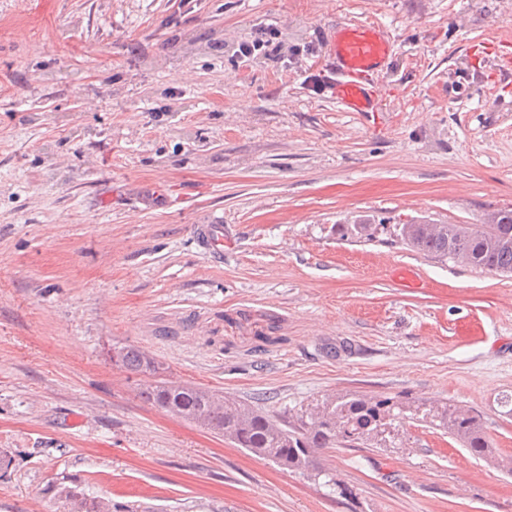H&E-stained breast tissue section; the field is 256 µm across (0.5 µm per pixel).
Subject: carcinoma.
Segmentation results:
<instances>
[{"instance_id":"carcinoma-1","label":"carcinoma","mask_w":512,"mask_h":512,"mask_svg":"<svg viewBox=\"0 0 512 512\" xmlns=\"http://www.w3.org/2000/svg\"><path fill=\"white\" fill-rule=\"evenodd\" d=\"M374 233L375 227L366 222L341 228L343 236L371 239ZM395 233L414 252L451 259L462 254L473 267L512 274V209L497 211L494 224H444L440 233L425 223L397 224ZM112 364L153 378L151 384L142 385L139 396L156 410L227 438L254 457L282 468L307 471L316 478L325 475L319 463L320 452L395 440L399 437L398 425L411 410L423 413V419L431 425L453 435L473 457L492 453L478 417L452 404L429 407L422 403L414 407L407 400L346 395L325 399L292 419H276L237 401L215 405L209 390L161 377L163 364L135 345L118 346ZM54 498L64 503L67 512H112L111 502L91 498L77 485L56 488Z\"/></svg>"}]
</instances>
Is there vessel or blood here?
<instances>
[{"label": "vessel or blood", "instance_id": "obj_1", "mask_svg": "<svg viewBox=\"0 0 512 512\" xmlns=\"http://www.w3.org/2000/svg\"><path fill=\"white\" fill-rule=\"evenodd\" d=\"M336 72L330 81L332 98L347 112H373L377 103L370 80L391 54L386 31L375 25L348 23L339 26L334 40ZM192 234L215 258L224 255V228L219 224H197Z\"/></svg>", "mask_w": 512, "mask_h": 512}]
</instances>
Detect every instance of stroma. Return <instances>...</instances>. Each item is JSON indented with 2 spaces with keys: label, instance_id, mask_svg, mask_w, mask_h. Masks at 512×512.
Segmentation results:
<instances>
[{
  "label": "stroma",
  "instance_id": "stroma-1",
  "mask_svg": "<svg viewBox=\"0 0 512 512\" xmlns=\"http://www.w3.org/2000/svg\"><path fill=\"white\" fill-rule=\"evenodd\" d=\"M347 22L393 42L372 117L328 90ZM259 24L281 51L241 61ZM504 54L512 0H0V512L73 482L120 512H512V276L394 237L512 209ZM122 344L271 414L456 404L493 455L409 419L321 452L343 497L152 408ZM197 242L215 258L224 257V227L220 224H194L191 228Z\"/></svg>",
  "mask_w": 512,
  "mask_h": 512
}]
</instances>
